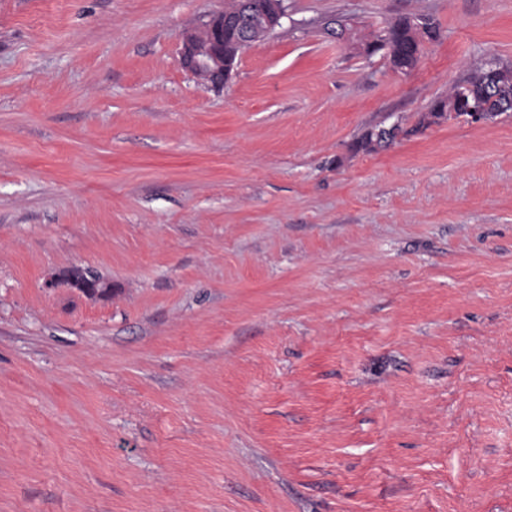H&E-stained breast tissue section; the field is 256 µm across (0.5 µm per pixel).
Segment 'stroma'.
I'll return each mask as SVG.
<instances>
[{
	"instance_id": "35a3bbf8",
	"label": "stroma",
	"mask_w": 512,
	"mask_h": 512,
	"mask_svg": "<svg viewBox=\"0 0 512 512\" xmlns=\"http://www.w3.org/2000/svg\"><path fill=\"white\" fill-rule=\"evenodd\" d=\"M285 5L218 88L224 0H0V512H512V112L417 127L512 0ZM252 1L240 0L236 10L214 13L195 29L184 32L180 49L182 66L196 78L213 86H222L231 72L228 59L235 63L243 50L234 42L233 32L243 40V44H252L249 37L256 19ZM225 29L233 31L225 34L227 57L224 55ZM417 23L409 18L396 21L387 29L373 34L371 40L361 41L359 47L367 53L387 49L390 62L394 69L410 72L417 66L422 53L425 37L428 41L435 40L439 34V25L432 17H418ZM397 128H398V132L389 137L377 136V134H376L377 130H375L376 128L369 129L362 135L360 140L357 142L356 148L359 150L372 152V151L377 150L378 148L386 147L399 134H403L404 136L410 134V131H408V130L404 131L401 126L400 127L397 126Z\"/></svg>"
}]
</instances>
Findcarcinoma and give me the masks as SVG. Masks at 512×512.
<instances>
[{
	"mask_svg": "<svg viewBox=\"0 0 512 512\" xmlns=\"http://www.w3.org/2000/svg\"><path fill=\"white\" fill-rule=\"evenodd\" d=\"M438 34L439 25L431 17L425 16L416 22L403 18L373 35L372 39L360 42L359 46L368 53L387 50L393 68L407 73L417 66L424 42L436 39ZM469 102L481 105L492 119L504 112H512V66H500L493 75L485 68L475 71L455 85L448 96L434 100L428 112L422 115L419 125L430 126L453 114L461 115ZM395 138L394 134L382 137L369 129L357 142L356 148L372 152L389 145Z\"/></svg>",
	"mask_w": 512,
	"mask_h": 512,
	"instance_id": "1",
	"label": "carcinoma"
}]
</instances>
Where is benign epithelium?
<instances>
[{"mask_svg": "<svg viewBox=\"0 0 512 512\" xmlns=\"http://www.w3.org/2000/svg\"><path fill=\"white\" fill-rule=\"evenodd\" d=\"M252 0H240L236 10L217 12L198 27L186 31L181 36V64L196 78L214 86H221L231 72V62L224 55V32L233 31L243 44L249 45V37L255 23ZM66 283L87 295L104 291L100 281L82 278L72 271Z\"/></svg>", "mask_w": 512, "mask_h": 512, "instance_id": "7a95c632", "label": "benign epithelium"}]
</instances>
